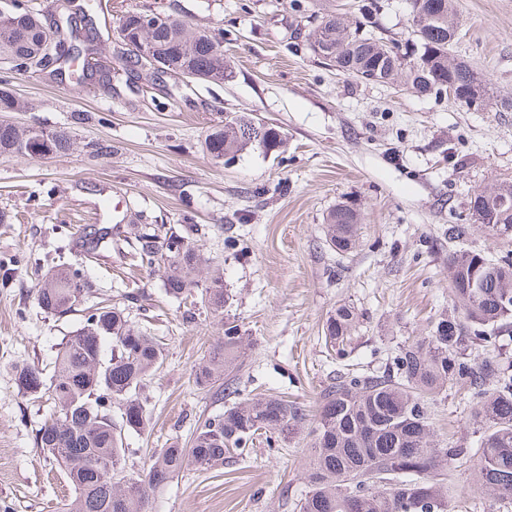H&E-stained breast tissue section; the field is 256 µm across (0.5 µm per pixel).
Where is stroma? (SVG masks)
<instances>
[{"label":"stroma","mask_w":512,"mask_h":512,"mask_svg":"<svg viewBox=\"0 0 512 512\" xmlns=\"http://www.w3.org/2000/svg\"><path fill=\"white\" fill-rule=\"evenodd\" d=\"M74 0L99 30L97 58L112 81H85L74 67L14 70L0 63V85L28 104L6 120L46 132L65 130L73 151L48 159L0 156V512H56L73 495L45 458L37 433L53 412L22 396L14 369L51 372L58 343L71 336L88 303L63 317L41 313L37 291L49 267L82 263L99 300L124 309L164 345L167 359L150 383L153 430L128 434L126 469L150 448L186 447L198 419L224 401L197 389L195 366L223 333L199 293L173 299L164 272L139 266L128 238L189 234L232 294L226 313L253 341L239 374L242 389L288 397L314 411L336 370L323 325L336 305L355 307L352 363L378 362L385 348L428 332L450 308L448 253L472 247L497 254L501 238L477 229L463 242L448 227L470 224L474 191L512 181V0H455L454 58L487 87L482 106L448 94L420 96L402 86L366 84L323 66L307 34L312 16L338 11L358 20L360 0ZM374 18L398 43L412 33L410 0H384ZM133 8L153 9L224 39V84L171 76L150 84L130 77L117 56V30ZM247 112L278 124L281 153L249 150L215 164L202 143L225 113ZM347 202L363 216L358 247L339 254L324 244L328 213ZM249 249L233 255L228 235ZM437 440L462 445L474 426L458 394L434 407ZM306 433L221 468L191 467L156 489L150 512H298L310 464ZM453 512H500L473 492L458 468Z\"/></svg>","instance_id":"stroma-1"}]
</instances>
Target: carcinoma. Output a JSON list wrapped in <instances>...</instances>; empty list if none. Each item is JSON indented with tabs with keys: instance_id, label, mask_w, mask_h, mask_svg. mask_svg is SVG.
I'll list each match as a JSON object with an SVG mask.
<instances>
[{
	"instance_id": "cac0c4a2",
	"label": "carcinoma",
	"mask_w": 512,
	"mask_h": 512,
	"mask_svg": "<svg viewBox=\"0 0 512 512\" xmlns=\"http://www.w3.org/2000/svg\"><path fill=\"white\" fill-rule=\"evenodd\" d=\"M412 4V38L401 52L383 37L342 16L327 13L314 18L309 46L322 44L321 63L366 83H398L421 95L453 88L455 99L470 104L473 94L487 93L476 83L474 70L464 61L449 65V52L458 31L453 0H435L431 18ZM143 9L123 17L130 34L147 44L152 57L178 78L224 83V53L213 49L206 31L191 29L175 19L147 32L139 31ZM43 23L38 10L0 9V62L32 60L60 47L78 58L77 38ZM24 101L0 88V112H22ZM254 116L229 112L211 127L204 140L206 156L231 162L249 149L278 153L286 134L267 124L253 128ZM33 147L51 157L74 146L66 131L46 133L34 127L0 122V155H20ZM362 218L347 204L327 217L325 243L348 253L358 243ZM479 228L512 243V207L496 211L492 224ZM140 265L164 267L165 292L181 299L199 287L200 249L189 235H164L157 246L144 241L136 252ZM94 293L77 264L55 268L38 290L37 305L46 314L76 310ZM224 276L213 270L205 278L201 300L213 311L224 310ZM448 298L452 311L443 310L430 321L428 335L400 342L390 349L378 369L345 364L355 327L353 307L339 305L326 318V347L343 367L317 396L318 415H308L295 402L276 395L244 397L233 372L243 365L252 344L235 320H224V335L205 362L192 373L195 386L216 389L227 397L224 411L196 422L191 447L171 446L151 452L136 477L125 470V439L151 427L147 394L155 373L165 362L162 345L132 322L124 310L98 303L75 334L58 344L51 381L30 364L16 368L14 383L24 396L50 393L56 413L38 432V445L55 461L74 488L64 512H149L152 492L192 465L212 468L224 464L231 449L245 450L257 436L282 443L305 424L311 463L308 491L299 512H449L448 482L453 469L473 463L474 485L497 501L512 503V360L497 344L499 333L512 327V249L494 259L483 251L460 248L448 252ZM467 389L468 415L476 428L475 451L435 439L431 405L448 398V391ZM120 406L119 419L112 404Z\"/></svg>"
}]
</instances>
